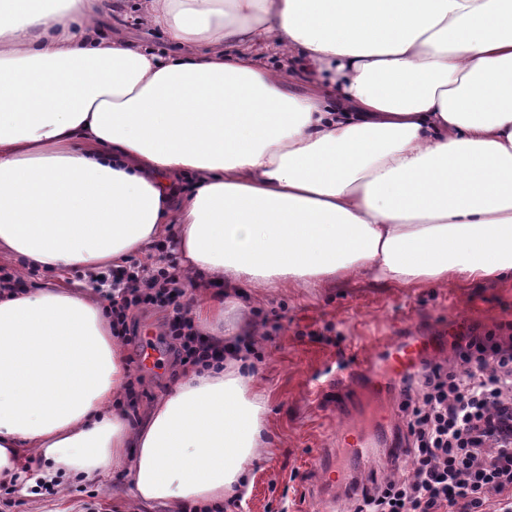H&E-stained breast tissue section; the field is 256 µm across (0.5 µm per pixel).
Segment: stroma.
Returning <instances> with one entry per match:
<instances>
[{"mask_svg":"<svg viewBox=\"0 0 512 512\" xmlns=\"http://www.w3.org/2000/svg\"><path fill=\"white\" fill-rule=\"evenodd\" d=\"M103 16L105 32L142 44L165 47L162 33L132 19L138 0H112ZM246 311L262 334L255 343L250 374L267 401L266 442L252 470L251 491L241 507L223 512H347L343 486H325L318 468L325 449L335 447L342 427L357 428L368 408L387 416V434L402 422L400 400L391 390L359 384L350 420L336 416V379L360 354H373L400 336H434L432 358H447L452 336L506 333L512 324V276L478 283L406 288L353 278L318 288L249 289ZM134 335L124 349L139 357L154 350V365L143 369L136 410H143L174 383L175 366L160 341L164 331L158 312H135ZM67 493L78 512H152L136 507L121 480L111 493L95 485L72 482Z\"/></svg>","mask_w":512,"mask_h":512,"instance_id":"stroma-1","label":"stroma"}]
</instances>
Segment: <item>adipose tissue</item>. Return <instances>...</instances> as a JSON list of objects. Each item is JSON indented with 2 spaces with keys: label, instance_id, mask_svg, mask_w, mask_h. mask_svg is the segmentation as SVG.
Here are the masks:
<instances>
[{
  "label": "adipose tissue",
  "instance_id": "1",
  "mask_svg": "<svg viewBox=\"0 0 512 512\" xmlns=\"http://www.w3.org/2000/svg\"><path fill=\"white\" fill-rule=\"evenodd\" d=\"M0 0V253L118 266L171 236L201 338L235 288L410 287L512 271V0ZM270 48L282 63L261 59ZM90 289L0 284V481L125 479L154 512L245 496L266 400L245 362L179 372L131 420ZM113 2V13H112ZM138 0H110V8L103 16L106 34L119 35L124 39L142 44H152L166 49L169 53L177 52V47L165 41L162 33L141 26L129 18L136 12Z\"/></svg>",
  "mask_w": 512,
  "mask_h": 512
}]
</instances>
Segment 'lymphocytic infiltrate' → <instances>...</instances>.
Instances as JSON below:
<instances>
[{
  "mask_svg": "<svg viewBox=\"0 0 512 512\" xmlns=\"http://www.w3.org/2000/svg\"><path fill=\"white\" fill-rule=\"evenodd\" d=\"M108 301L113 336H129L133 312L153 308L174 363L222 362L194 329L173 259L151 255L114 271ZM401 395L403 454L354 483L351 512H512V337H455L448 361L421 360Z\"/></svg>",
  "mask_w": 512,
  "mask_h": 512,
  "instance_id": "f902f5d3",
  "label": "lymphocytic infiltrate"
}]
</instances>
